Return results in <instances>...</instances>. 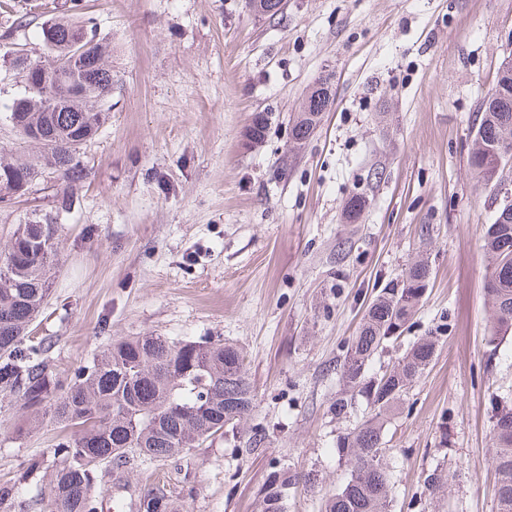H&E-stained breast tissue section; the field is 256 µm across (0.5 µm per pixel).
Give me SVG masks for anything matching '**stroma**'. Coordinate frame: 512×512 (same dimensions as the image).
<instances>
[{"instance_id": "stroma-1", "label": "stroma", "mask_w": 512, "mask_h": 512, "mask_svg": "<svg viewBox=\"0 0 512 512\" xmlns=\"http://www.w3.org/2000/svg\"><path fill=\"white\" fill-rule=\"evenodd\" d=\"M112 48L107 123L80 150L88 173L70 210L45 171L0 204V246L18 224L56 216L63 256L32 325L53 370L110 340L150 333L242 348L256 408L179 459L133 462L95 487L103 512H136L134 486L160 476L184 512H260L274 464L314 475L287 512H323L350 476L340 436L365 415L330 406L336 361L376 292L409 263L431 270L418 314L370 364L378 373L420 336L441 344L388 421L391 512H497V399L512 401V337L490 350L482 250L495 207L469 168L474 131L512 56V0H80ZM330 75L333 104L299 154L292 119ZM0 63V162L30 160L8 119L20 92ZM268 131L245 132L256 115ZM367 208L342 218L352 193ZM22 411L0 396V512H45L58 425L15 440ZM266 439L252 448L255 432ZM448 487L431 494L436 465Z\"/></svg>"}]
</instances>
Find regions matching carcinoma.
I'll use <instances>...</instances> for the list:
<instances>
[{
	"label": "carcinoma",
	"mask_w": 512,
	"mask_h": 512,
	"mask_svg": "<svg viewBox=\"0 0 512 512\" xmlns=\"http://www.w3.org/2000/svg\"><path fill=\"white\" fill-rule=\"evenodd\" d=\"M40 30L53 61L71 68V87L87 99L77 111L64 113L61 122L45 123L34 160L0 164V193L17 192L16 172L31 181L54 170L65 182L58 209L67 211L72 193L86 178L79 151L108 117L112 67L93 69L74 57L73 45L80 39L94 49L103 46L94 19L53 15ZM496 89L497 95L482 103L468 159L477 183L491 196L505 169L494 145L512 144V74L499 75ZM61 92L52 71L12 98L8 110L19 115L16 129L22 137H28L29 127L44 116L45 104ZM330 104L327 76L293 122V150L305 147ZM365 207V196L351 195L345 219L356 222ZM62 248L61 225L46 217L18 225L0 250V393L14 397L27 415L14 439H23L46 420L67 430L53 448L55 465L47 488L51 512H101L93 490L103 472L119 475L135 458L152 463L202 446L254 411V393L241 349L219 338L126 336L100 348L90 362L66 376L52 370L51 337L32 336L29 327L47 301ZM483 251L489 266L484 293L494 327L489 345L495 349L512 334V215L501 207L485 228ZM429 279L428 262L421 259L381 288L339 363L344 391L334 403L336 417H347L360 397L369 412L338 443L346 450L351 473L326 500L325 512H389L384 422L433 361L439 339L419 338L379 374L370 373L369 364L414 318ZM493 463L499 475L498 512H512V406L504 405L494 415ZM447 483L448 471L442 467L427 476L433 493ZM310 484L308 474L288 466L276 469L262 490L263 512H286L290 491ZM137 498V512H179L163 487L145 488Z\"/></svg>",
	"instance_id": "1"
}]
</instances>
